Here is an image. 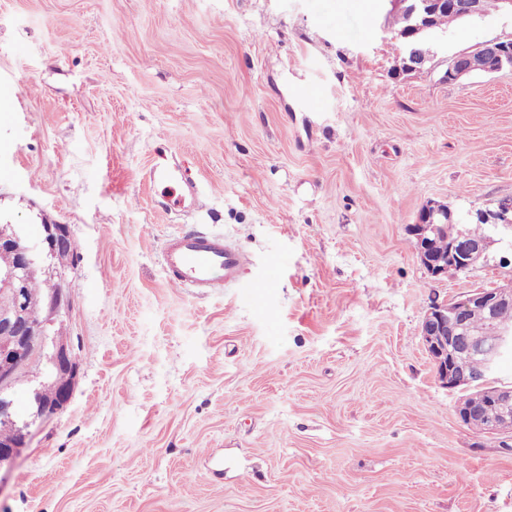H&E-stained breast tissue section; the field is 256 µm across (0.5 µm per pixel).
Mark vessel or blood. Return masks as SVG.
<instances>
[{"mask_svg": "<svg viewBox=\"0 0 512 512\" xmlns=\"http://www.w3.org/2000/svg\"><path fill=\"white\" fill-rule=\"evenodd\" d=\"M145 179L152 185L172 181L183 183L187 191L175 199V206L197 202L194 182L182 169L154 165L146 171ZM162 257L169 285L193 288L202 293L226 288L237 280L244 265L241 248L226 243L223 236L196 230L171 234L165 241Z\"/></svg>", "mask_w": 512, "mask_h": 512, "instance_id": "b4317fda", "label": "vessel or blood"}]
</instances>
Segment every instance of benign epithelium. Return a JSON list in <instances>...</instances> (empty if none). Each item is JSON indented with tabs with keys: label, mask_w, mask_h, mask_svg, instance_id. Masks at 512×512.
Wrapping results in <instances>:
<instances>
[{
	"label": "benign epithelium",
	"mask_w": 512,
	"mask_h": 512,
	"mask_svg": "<svg viewBox=\"0 0 512 512\" xmlns=\"http://www.w3.org/2000/svg\"><path fill=\"white\" fill-rule=\"evenodd\" d=\"M387 14L405 18L401 64L409 72L430 62V52L423 43L437 33L434 16L442 10L456 13L470 21L482 15L481 0H388ZM512 61L511 41H486L473 50L456 55L448 65L445 78L451 83L464 80L476 72L494 73ZM448 214V206L429 201L420 209L410 232L416 239L417 256L427 273L434 277L468 274L490 247L502 242L498 234L512 232V198H505L492 209L468 213V220L490 226L492 235L473 241L463 233L448 243V255L433 249V237L448 230L446 224L434 223L437 215ZM0 247L11 250L12 265L0 269V419L12 422L16 436L0 442V469L10 468L28 447L30 427L38 419L50 418L67 406L71 398L78 366L72 358V347L48 336V327L69 314L70 301L63 273H49L40 259L72 252L75 244L66 224H45L36 242L29 241L15 224L0 226ZM38 275L51 279L41 300L46 320L40 325L26 319L32 298L27 283ZM512 303V279L494 288H476L461 299L434 302L424 314L420 335L431 358L438 382L465 395L456 406L459 420L467 424L477 418L486 433L512 437V386L495 385L491 376L499 358L512 350V326L492 317L501 305ZM482 308L490 314L478 333L468 326V314ZM474 357L483 363L482 370L472 372L459 366L461 357ZM46 359L52 370L62 373V384L47 392L40 387L31 390L33 411L25 417L17 414L14 404V380L37 358Z\"/></svg>",
	"instance_id": "obj_1"
}]
</instances>
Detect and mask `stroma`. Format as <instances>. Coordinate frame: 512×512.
I'll return each instance as SVG.
<instances>
[{
	"label": "stroma",
	"instance_id": "1",
	"mask_svg": "<svg viewBox=\"0 0 512 512\" xmlns=\"http://www.w3.org/2000/svg\"><path fill=\"white\" fill-rule=\"evenodd\" d=\"M384 0H0V222L69 225L79 374L0 473V512H512V448L464 425L420 336L432 302L512 279L502 245L432 278L409 232L512 197V39L497 12L397 66ZM36 93H27V86ZM190 169L198 212L143 181ZM238 280L169 286L175 232ZM512 59L511 41H486L473 50L456 55L445 78L456 83L476 72L494 73L506 68ZM166 282L175 288H195L202 293L222 290L235 282L244 265V251L217 234L178 231L165 241L162 251Z\"/></svg>",
	"mask_w": 512,
	"mask_h": 512
}]
</instances>
